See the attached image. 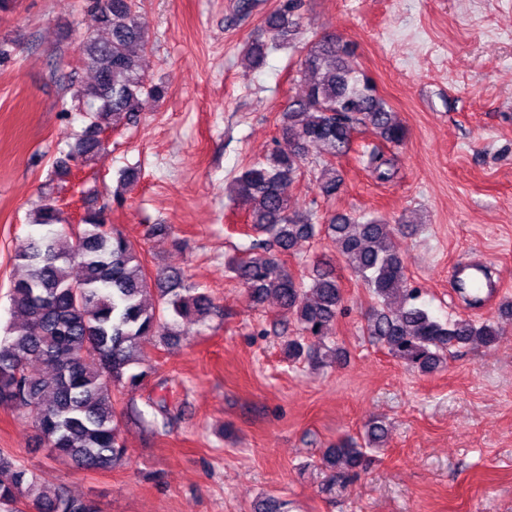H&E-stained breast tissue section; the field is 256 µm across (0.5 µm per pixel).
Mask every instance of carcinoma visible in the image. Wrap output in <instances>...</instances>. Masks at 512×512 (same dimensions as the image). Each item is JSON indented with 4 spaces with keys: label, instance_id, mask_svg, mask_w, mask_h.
I'll return each mask as SVG.
<instances>
[{
    "label": "carcinoma",
    "instance_id": "carcinoma-1",
    "mask_svg": "<svg viewBox=\"0 0 512 512\" xmlns=\"http://www.w3.org/2000/svg\"><path fill=\"white\" fill-rule=\"evenodd\" d=\"M102 35L61 37L75 40L83 65L93 72L89 83L71 86L65 112H79L85 126L55 162L60 173L69 162L94 160L105 150L100 139L109 121L132 118L147 99L167 94L162 84L147 82L141 52L148 43L138 21L137 0H86ZM297 0H282L265 19L269 41L287 44L296 35ZM347 44L334 35L312 43L302 61L304 91L284 113L280 137L285 147L244 169L236 180L234 201L247 223L265 235L252 241L246 256L234 258L227 271L257 305L274 295L284 317L293 318L299 333L285 340L288 360L320 365L342 351L328 345L343 296L335 273L340 258L379 303L367 324V335L390 355L423 375L446 364L448 350L480 344L494 346L499 323L479 324L466 318L442 322L416 303L407 287L406 261L391 248L390 225L379 217L336 213L320 224L311 213L293 209L284 188L306 162L310 149L326 157L316 178L320 194L336 196L343 178L331 159L348 154L354 131L364 127L379 144L364 152L367 167L381 181L395 175L394 158L382 147H398L407 129L373 82L350 61ZM38 226L17 259L26 273L13 281L11 319L0 336V406L24 411L35 419L40 443L55 459L84 471H107L127 453L116 406L125 389L140 387L151 375L144 367V347L166 343L178 335L179 320L204 322L215 305L212 296L184 283L177 271H160L165 282L156 304L145 297L151 277L141 253L118 229L106 224L105 208L87 211L73 232L61 224L60 211L47 197L35 211ZM331 241L338 256L314 263L311 283L295 277L281 263L302 240ZM81 269L72 278L67 267ZM41 362L52 373L37 376L30 365ZM387 439L382 422L371 424L362 441L341 440L325 450L321 468L330 472L323 489L351 483L364 466L367 450ZM0 512H100L90 498H77L60 488L48 496L36 475L0 450Z\"/></svg>",
    "mask_w": 512,
    "mask_h": 512
}]
</instances>
